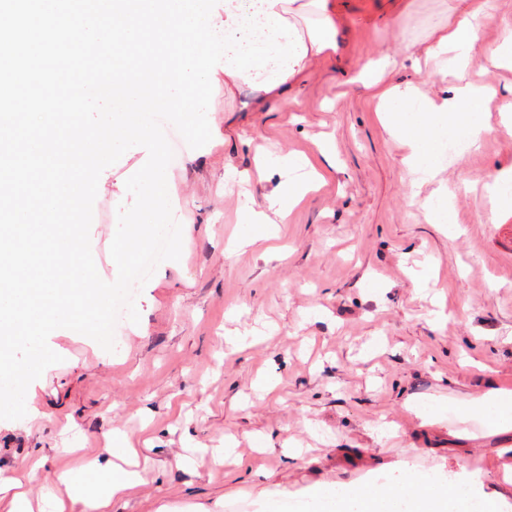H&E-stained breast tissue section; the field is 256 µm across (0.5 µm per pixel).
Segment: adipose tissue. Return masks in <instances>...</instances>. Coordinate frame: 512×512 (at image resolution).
<instances>
[{
	"label": "adipose tissue",
	"mask_w": 512,
	"mask_h": 512,
	"mask_svg": "<svg viewBox=\"0 0 512 512\" xmlns=\"http://www.w3.org/2000/svg\"><path fill=\"white\" fill-rule=\"evenodd\" d=\"M314 2L322 14L303 36L307 53L295 68L293 77L297 80L307 76L315 64L336 54V22L325 10L327 0ZM485 2L471 0L461 20L433 31L428 54L438 58L440 73L460 75L468 67L485 17ZM378 99V109L390 133L410 150V168L423 171L428 181L443 171L447 145L467 150L487 128L481 112L484 92L469 84L460 87L454 98L439 102L412 89L396 87L381 90ZM311 187L307 179L279 185L268 195L266 210L245 208L246 221L267 224L274 218L286 219L289 206L301 201ZM138 483L136 472L94 461L63 479L66 498L85 503L92 512H109L112 502L122 499ZM473 496V490L464 491L407 471L392 481L366 483L359 488L320 486L311 493L305 508L307 512H471Z\"/></svg>",
	"instance_id": "obj_1"
}]
</instances>
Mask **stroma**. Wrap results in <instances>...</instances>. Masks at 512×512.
Instances as JSON below:
<instances>
[{
    "instance_id": "stroma-1",
    "label": "stroma",
    "mask_w": 512,
    "mask_h": 512,
    "mask_svg": "<svg viewBox=\"0 0 512 512\" xmlns=\"http://www.w3.org/2000/svg\"><path fill=\"white\" fill-rule=\"evenodd\" d=\"M331 2L336 55L286 103L255 112L250 86L213 90L211 140L167 168L181 257L142 288L140 320L116 326L115 352L69 329L50 334L62 361L31 384L38 417L0 420V469L34 470L32 500L117 429L137 450L142 483L112 512H262L268 500L298 505L321 484L406 469L472 480L512 512L502 480L512 429L457 412L470 397L512 391V239L498 232L486 191L512 170V122L502 119L512 69L483 68L512 30V0H487L465 75L491 89L489 128L419 187L360 65L387 56L388 85L454 96L457 80L437 73L425 49L466 0ZM295 152L327 185L286 223H243L240 201L262 210L283 180L255 179L261 155ZM142 158L128 150L98 191L108 220L92 223L91 250L111 281L118 208L132 202L125 182ZM441 185L452 192L451 224L430 222L423 206ZM228 443L235 452L221 457Z\"/></svg>"
}]
</instances>
